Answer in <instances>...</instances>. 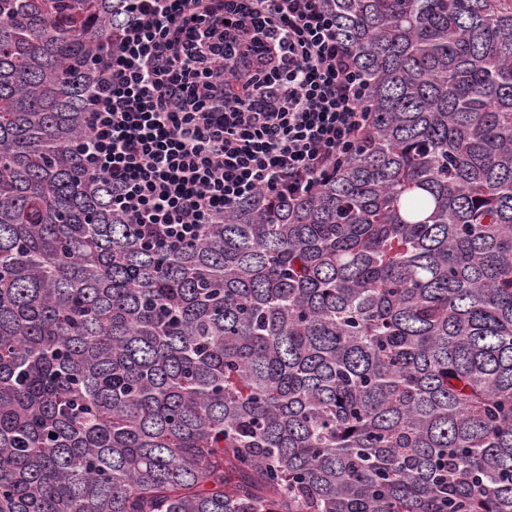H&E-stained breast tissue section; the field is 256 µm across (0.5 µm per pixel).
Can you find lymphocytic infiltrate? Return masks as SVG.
Instances as JSON below:
<instances>
[{
  "label": "lymphocytic infiltrate",
  "instance_id": "f902f5d3",
  "mask_svg": "<svg viewBox=\"0 0 512 512\" xmlns=\"http://www.w3.org/2000/svg\"><path fill=\"white\" fill-rule=\"evenodd\" d=\"M118 2L76 151L146 246L178 248L261 192H310L362 140L328 0Z\"/></svg>",
  "mask_w": 512,
  "mask_h": 512
}]
</instances>
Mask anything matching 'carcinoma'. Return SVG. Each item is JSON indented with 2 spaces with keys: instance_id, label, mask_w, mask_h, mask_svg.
I'll return each instance as SVG.
<instances>
[{
  "instance_id": "obj_1",
  "label": "carcinoma",
  "mask_w": 512,
  "mask_h": 512,
  "mask_svg": "<svg viewBox=\"0 0 512 512\" xmlns=\"http://www.w3.org/2000/svg\"><path fill=\"white\" fill-rule=\"evenodd\" d=\"M369 131L142 246L76 144L113 0H0V512H512V0H329Z\"/></svg>"
}]
</instances>
